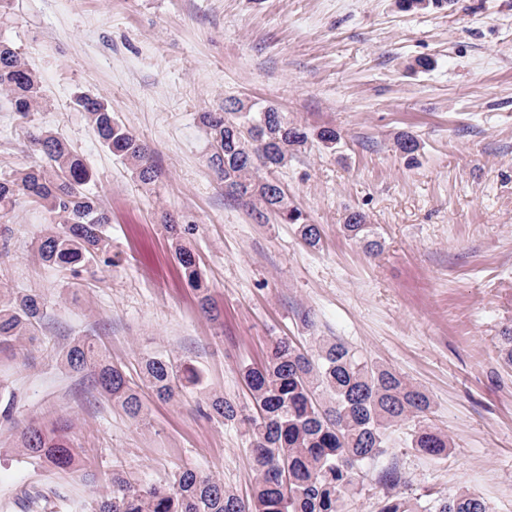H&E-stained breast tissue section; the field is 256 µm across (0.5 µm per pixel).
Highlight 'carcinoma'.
Instances as JSON below:
<instances>
[{
    "label": "carcinoma",
    "instance_id": "obj_1",
    "mask_svg": "<svg viewBox=\"0 0 512 512\" xmlns=\"http://www.w3.org/2000/svg\"><path fill=\"white\" fill-rule=\"evenodd\" d=\"M0 96L26 120L43 102L40 78L24 53L0 41ZM75 105L96 129L101 144L128 165L134 179L150 185L159 172L148 145L119 122L98 97L80 96ZM201 122L209 135L208 165L227 197L243 204L261 221L294 224L309 248L321 242L320 231L290 200L280 184L265 173L285 166L305 148L308 131L288 123L277 109L260 112L240 99H229ZM41 161L0 177V213L25 197L58 218L36 245L39 260L50 267L78 269L109 253L110 223L103 201L87 185L93 174L59 134L42 129L30 133ZM175 256L188 284L206 313L215 309L195 254L180 243L187 228L165 220ZM344 232L364 242L368 252L379 247L369 239L366 216L351 211ZM45 316V303L30 293L0 299V350L35 334ZM65 364L84 372L100 392L137 420L140 396L124 371L112 364L91 340L79 341L64 354ZM144 382L162 399L196 386L199 374L187 364L153 356L142 364ZM241 377L250 406L213 396L202 408L208 417L245 427L256 466L250 497H238L224 483L194 470H183L164 485L141 487L121 472H112V489L93 512H343L346 499L362 491L361 467L384 451L387 432L407 420L420 426L410 434V447L441 457L448 453V435L425 424L432 413L430 396L390 367L356 355L336 340H316L301 351L286 338L272 341L260 365H245ZM22 454L33 462L67 469L77 449L60 428L46 431L27 426L21 432ZM379 512H490L480 496L459 489L430 502L387 494Z\"/></svg>",
    "mask_w": 512,
    "mask_h": 512
}]
</instances>
